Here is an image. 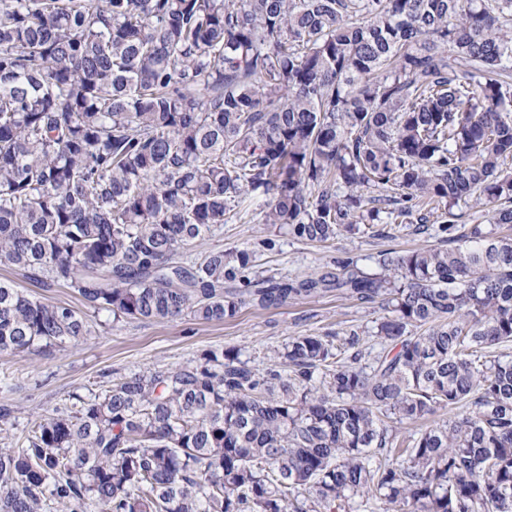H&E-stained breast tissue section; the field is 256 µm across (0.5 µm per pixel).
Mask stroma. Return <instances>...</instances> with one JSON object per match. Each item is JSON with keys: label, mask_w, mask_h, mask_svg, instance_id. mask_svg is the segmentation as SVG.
Instances as JSON below:
<instances>
[{"label": "stroma", "mask_w": 512, "mask_h": 512, "mask_svg": "<svg viewBox=\"0 0 512 512\" xmlns=\"http://www.w3.org/2000/svg\"><path fill=\"white\" fill-rule=\"evenodd\" d=\"M273 240L266 248L264 240ZM435 234L398 231L395 237L344 233L329 244L307 243L286 231L258 221H232L215 227L191 247L187 258L209 251L250 248L256 272L276 277L305 278L334 269L338 259L352 257L373 270L381 251L441 246ZM382 315L379 303H361L336 292L301 298L265 309L243 306L238 315L219 324L192 317L175 321L113 322L107 313L92 315L96 334L84 341L50 349L0 354V406L12 413L0 425L6 443L22 442L36 416L71 407L75 397L100 391L108 373L131 374L147 369L179 367L208 349L234 347L252 365L263 369L289 337L305 333H342L370 329Z\"/></svg>", "instance_id": "1"}]
</instances>
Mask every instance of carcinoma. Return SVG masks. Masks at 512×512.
Masks as SVG:
<instances>
[{
	"label": "carcinoma",
	"instance_id": "1",
	"mask_svg": "<svg viewBox=\"0 0 512 512\" xmlns=\"http://www.w3.org/2000/svg\"><path fill=\"white\" fill-rule=\"evenodd\" d=\"M512 0H0V352L336 289L371 334L121 375L0 448V512H512ZM448 247L247 275L243 218ZM239 282L240 289L224 290ZM440 410L448 419L430 421ZM423 428L400 434L404 421ZM6 279L13 280L19 288L24 289L27 293L32 295L42 296L57 303H67L75 308L83 309L82 305L78 301L77 295L71 289L60 287L49 289L39 288L16 275L11 268L0 265V280Z\"/></svg>",
	"mask_w": 512,
	"mask_h": 512
}]
</instances>
